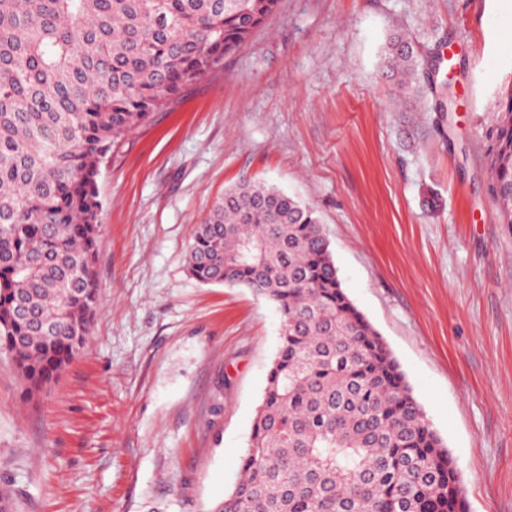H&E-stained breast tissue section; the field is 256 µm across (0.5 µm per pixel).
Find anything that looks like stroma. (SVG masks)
<instances>
[{"mask_svg":"<svg viewBox=\"0 0 512 512\" xmlns=\"http://www.w3.org/2000/svg\"><path fill=\"white\" fill-rule=\"evenodd\" d=\"M410 42L423 92L384 60ZM512 75V0H281L101 167L100 303L38 399L0 355L11 512H208L228 492L279 345L274 306L187 271L225 189L312 206L342 286L444 440L467 512H512V227L485 129Z\"/></svg>","mask_w":512,"mask_h":512,"instance_id":"1","label":"stroma"}]
</instances>
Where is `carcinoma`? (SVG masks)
Returning a JSON list of instances; mask_svg holds the SVG:
<instances>
[{
  "instance_id": "carcinoma-1",
  "label": "carcinoma",
  "mask_w": 512,
  "mask_h": 512,
  "mask_svg": "<svg viewBox=\"0 0 512 512\" xmlns=\"http://www.w3.org/2000/svg\"><path fill=\"white\" fill-rule=\"evenodd\" d=\"M278 4L0 0V354L24 398L89 336L104 159ZM387 59L419 94L409 43H390ZM485 139L488 195L512 227V79ZM188 268L281 318L237 481L210 512H466L445 442L342 288L310 205L275 186L228 188L197 225Z\"/></svg>"
}]
</instances>
